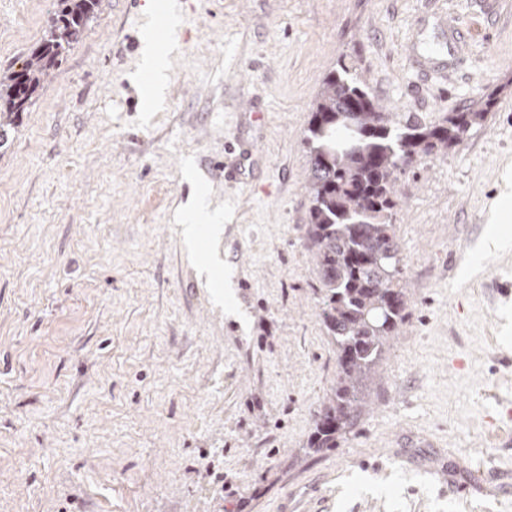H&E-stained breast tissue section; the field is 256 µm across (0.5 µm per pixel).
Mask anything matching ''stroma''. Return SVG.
Returning <instances> with one entry per match:
<instances>
[{
    "label": "stroma",
    "instance_id": "obj_1",
    "mask_svg": "<svg viewBox=\"0 0 512 512\" xmlns=\"http://www.w3.org/2000/svg\"><path fill=\"white\" fill-rule=\"evenodd\" d=\"M145 111L146 0H101L0 150V512H512V0H173ZM54 0H0V71ZM446 76L411 37L447 42ZM398 120L496 97L400 175L409 314L336 447L305 241L309 106L339 63ZM252 149L224 178L231 144ZM204 196L220 237L181 217ZM141 68L153 75L152 84L142 87L144 102H153L158 98L166 79V68L165 49L155 41L151 32H148L145 38Z\"/></svg>",
    "mask_w": 512,
    "mask_h": 512
}]
</instances>
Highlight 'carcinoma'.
I'll return each mask as SVG.
<instances>
[{
	"mask_svg": "<svg viewBox=\"0 0 512 512\" xmlns=\"http://www.w3.org/2000/svg\"><path fill=\"white\" fill-rule=\"evenodd\" d=\"M100 0H56L39 44L20 69L0 73V148L56 69ZM494 106L476 102L429 124L403 125L341 63L309 107L310 206L306 241L321 295L320 317L336 348V383L308 441L334 448L367 407V386L407 316L400 245L392 224L398 175L448 156Z\"/></svg>",
	"mask_w": 512,
	"mask_h": 512,
	"instance_id": "cac0c4a2",
	"label": "carcinoma"
}]
</instances>
